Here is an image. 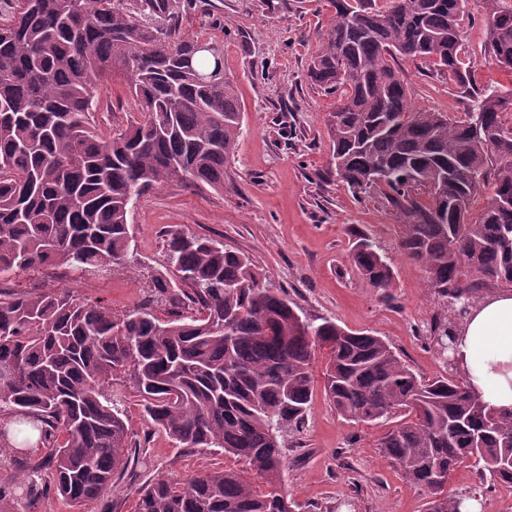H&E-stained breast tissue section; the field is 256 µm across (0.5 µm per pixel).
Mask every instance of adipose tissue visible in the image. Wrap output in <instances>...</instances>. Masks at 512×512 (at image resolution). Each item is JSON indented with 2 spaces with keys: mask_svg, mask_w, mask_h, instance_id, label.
Here are the masks:
<instances>
[{
  "mask_svg": "<svg viewBox=\"0 0 512 512\" xmlns=\"http://www.w3.org/2000/svg\"><path fill=\"white\" fill-rule=\"evenodd\" d=\"M456 367L482 400L512 410V291L474 302L453 333Z\"/></svg>",
  "mask_w": 512,
  "mask_h": 512,
  "instance_id": "1",
  "label": "adipose tissue"
}]
</instances>
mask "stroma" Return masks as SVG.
<instances>
[{"label": "stroma", "instance_id": "1", "mask_svg": "<svg viewBox=\"0 0 512 512\" xmlns=\"http://www.w3.org/2000/svg\"><path fill=\"white\" fill-rule=\"evenodd\" d=\"M464 11L463 59L475 63L477 83L512 86V73L484 55L482 0H466ZM330 15L325 0H184L181 35L218 48L236 83L242 131L224 187L163 183L131 210V261L103 275L69 278L66 288L116 314L132 309L148 298L155 278L171 277L166 233L180 229L248 254L267 283L284 290L308 318L327 317L381 336L419 376L444 374V358L428 332L443 303L427 294L422 271L401 254L383 198H357L317 179L329 161L326 119L336 98L309 83L306 71ZM398 67L414 106L462 117L464 99L446 74L419 60H402ZM98 96L93 121L101 133L139 120L122 80L102 83ZM352 226L369 233L393 263V301L354 272ZM112 389L139 461L80 512H136L140 489L160 473L189 478L243 469L222 449L177 447L154 428L136 391L117 383ZM385 431L382 424L345 420L315 386L304 426L284 436L282 484L296 512H424V494L406 484L380 451ZM445 490L478 503L481 512H512V487L487 489L470 460L450 472Z\"/></svg>", "mask_w": 512, "mask_h": 512}]
</instances>
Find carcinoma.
I'll list each match as a JSON object with an SVG mask.
<instances>
[{
  "label": "carcinoma",
  "mask_w": 512,
  "mask_h": 512,
  "mask_svg": "<svg viewBox=\"0 0 512 512\" xmlns=\"http://www.w3.org/2000/svg\"><path fill=\"white\" fill-rule=\"evenodd\" d=\"M328 30L308 70L336 95L321 175L355 196L381 194L399 248L446 302L431 326L450 357L453 320L481 289L512 284V88L479 86L461 59L464 0H327ZM181 0H3L0 6V281L37 270L107 272L134 253L131 202L176 179L224 188L241 133L233 80L196 57L177 31ZM487 57L512 70V6L483 0ZM431 59L468 102L465 118L414 108L395 63ZM123 78L142 120L104 135L90 123L97 86ZM489 189L477 220L476 197ZM176 279L157 277L144 305L115 315L67 288L0 289V447L37 436L43 461L0 498L27 512L43 467L55 496L98 498L129 462L114 407L120 375L151 421L183 448H222L233 469L154 477L137 512H294L282 488L283 433L303 424L316 351L324 390L355 422H385V457L427 496L426 512H459L446 477L466 456L487 487L512 486V411L487 407L454 376L424 381L381 337L299 315L244 252L169 231ZM356 273L391 298L396 273L352 231ZM165 301L175 318L158 317Z\"/></svg>",
  "instance_id": "carcinoma-1"
}]
</instances>
